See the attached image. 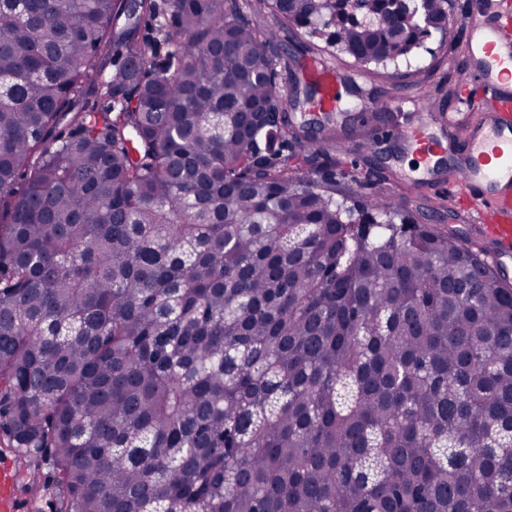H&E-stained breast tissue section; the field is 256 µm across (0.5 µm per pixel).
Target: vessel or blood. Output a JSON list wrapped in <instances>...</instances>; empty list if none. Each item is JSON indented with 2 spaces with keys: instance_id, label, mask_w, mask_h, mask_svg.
Returning <instances> with one entry per match:
<instances>
[{
  "instance_id": "b4317fda",
  "label": "vessel or blood",
  "mask_w": 512,
  "mask_h": 512,
  "mask_svg": "<svg viewBox=\"0 0 512 512\" xmlns=\"http://www.w3.org/2000/svg\"><path fill=\"white\" fill-rule=\"evenodd\" d=\"M465 48L477 60L460 97L480 112L467 130L465 148L453 183L482 211L484 227L499 247L512 246V0H492L486 10L463 17ZM323 92L321 107L336 108L341 72L324 62L311 63ZM401 136L425 172L451 150L449 141L431 136L425 121L408 126Z\"/></svg>"
}]
</instances>
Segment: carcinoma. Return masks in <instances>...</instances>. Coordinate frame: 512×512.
<instances>
[{"instance_id": "carcinoma-1", "label": "carcinoma", "mask_w": 512, "mask_h": 512, "mask_svg": "<svg viewBox=\"0 0 512 512\" xmlns=\"http://www.w3.org/2000/svg\"><path fill=\"white\" fill-rule=\"evenodd\" d=\"M451 8L0 0V443L54 512H512V285L296 173L333 111L256 20L369 71Z\"/></svg>"}]
</instances>
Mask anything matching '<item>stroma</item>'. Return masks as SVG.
<instances>
[{"label":"stroma","mask_w":512,"mask_h":512,"mask_svg":"<svg viewBox=\"0 0 512 512\" xmlns=\"http://www.w3.org/2000/svg\"><path fill=\"white\" fill-rule=\"evenodd\" d=\"M450 40L433 36L417 57L420 72L387 69L370 74L343 54H332L316 45L304 46L291 33H276L277 48L290 55L306 50L308 56L324 60L346 76L341 86V105L336 111L338 129L335 144H324L325 159L335 161L337 187L347 179L356 182L357 201L389 197L400 206L412 224H426L435 231L456 237L482 258L494 259L498 269L512 281V255L494 258V246L481 231L480 208H464L449 200L450 170L429 175L410 161L404 141L393 136L395 126H407L418 118L428 122L430 134L464 137L468 126L480 120L458 99L457 83L474 63L465 52L466 31L453 28ZM388 100L387 111L369 110L371 100Z\"/></svg>","instance_id":"35a3bbf8"}]
</instances>
